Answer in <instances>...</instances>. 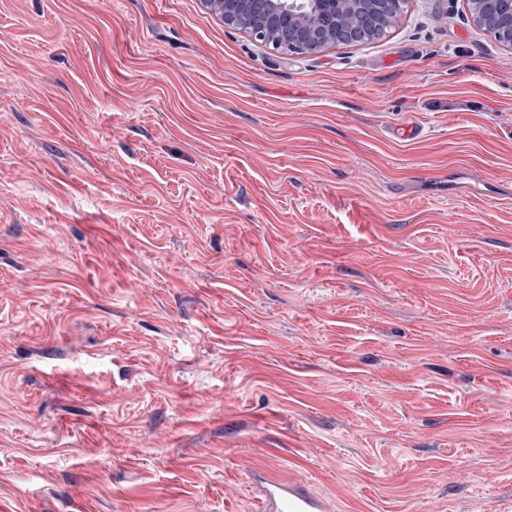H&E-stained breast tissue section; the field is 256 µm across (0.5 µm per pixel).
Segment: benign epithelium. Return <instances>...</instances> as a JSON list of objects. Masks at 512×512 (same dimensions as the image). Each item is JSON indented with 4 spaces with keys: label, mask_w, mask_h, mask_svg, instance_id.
Instances as JSON below:
<instances>
[{
    "label": "benign epithelium",
    "mask_w": 512,
    "mask_h": 512,
    "mask_svg": "<svg viewBox=\"0 0 512 512\" xmlns=\"http://www.w3.org/2000/svg\"><path fill=\"white\" fill-rule=\"evenodd\" d=\"M224 23L276 50L312 54L389 26L397 0H202ZM474 23L512 50V0H467Z\"/></svg>",
    "instance_id": "1"
}]
</instances>
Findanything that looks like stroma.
Here are the masks:
<instances>
[{
    "label": "stroma",
    "mask_w": 512,
    "mask_h": 512,
    "mask_svg": "<svg viewBox=\"0 0 512 512\" xmlns=\"http://www.w3.org/2000/svg\"><path fill=\"white\" fill-rule=\"evenodd\" d=\"M262 475L512 512V51L466 0L313 54L0 0V512H257Z\"/></svg>",
    "instance_id": "1"
}]
</instances>
